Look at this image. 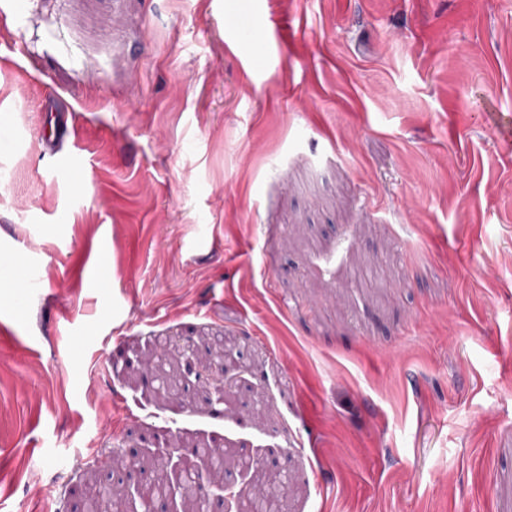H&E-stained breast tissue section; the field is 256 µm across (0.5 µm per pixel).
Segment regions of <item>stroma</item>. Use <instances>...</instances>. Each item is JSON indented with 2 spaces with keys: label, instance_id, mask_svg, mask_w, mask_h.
<instances>
[{
  "label": "stroma",
  "instance_id": "obj_1",
  "mask_svg": "<svg viewBox=\"0 0 512 512\" xmlns=\"http://www.w3.org/2000/svg\"><path fill=\"white\" fill-rule=\"evenodd\" d=\"M251 7L0 0V512L153 433L286 512H512V0ZM284 494V485L280 479L267 478L257 489L250 490L245 508L241 512H282L280 500ZM272 503L278 505L277 510H270Z\"/></svg>",
  "mask_w": 512,
  "mask_h": 512
}]
</instances>
